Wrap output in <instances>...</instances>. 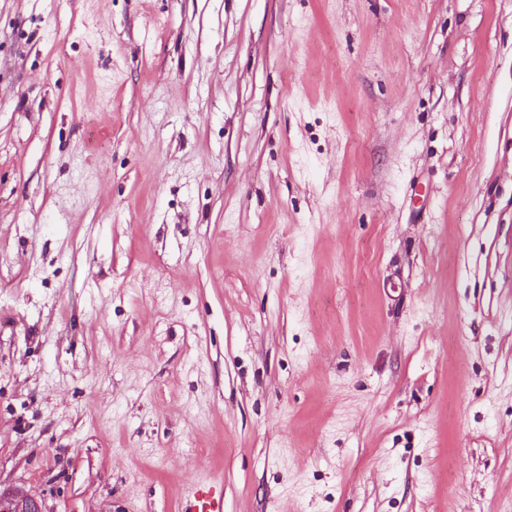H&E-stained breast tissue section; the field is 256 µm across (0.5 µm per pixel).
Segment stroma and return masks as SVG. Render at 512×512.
<instances>
[{
  "label": "stroma",
  "mask_w": 512,
  "mask_h": 512,
  "mask_svg": "<svg viewBox=\"0 0 512 512\" xmlns=\"http://www.w3.org/2000/svg\"><path fill=\"white\" fill-rule=\"evenodd\" d=\"M194 482L512 512V0H0V486Z\"/></svg>",
  "instance_id": "35a3bbf8"
}]
</instances>
